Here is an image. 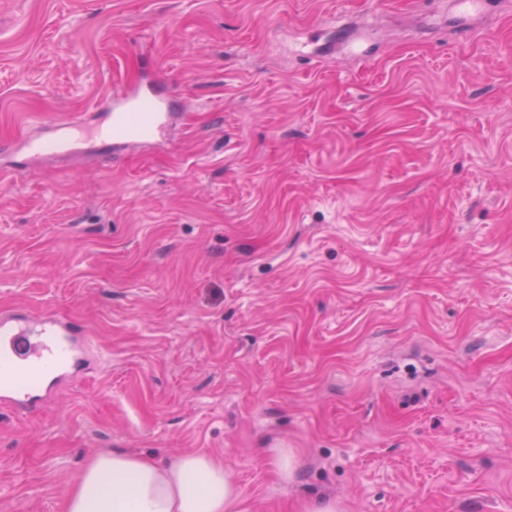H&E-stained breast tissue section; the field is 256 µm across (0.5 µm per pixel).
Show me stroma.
I'll use <instances>...</instances> for the list:
<instances>
[{
	"label": "stroma",
	"instance_id": "stroma-1",
	"mask_svg": "<svg viewBox=\"0 0 512 512\" xmlns=\"http://www.w3.org/2000/svg\"><path fill=\"white\" fill-rule=\"evenodd\" d=\"M451 2L0 0V311L100 355L0 407V512L112 450L239 512H512V0ZM143 84L153 143L18 149Z\"/></svg>",
	"mask_w": 512,
	"mask_h": 512
}]
</instances>
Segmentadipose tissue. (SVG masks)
I'll use <instances>...</instances> for the list:
<instances>
[{
  "label": "adipose tissue",
  "instance_id": "obj_1",
  "mask_svg": "<svg viewBox=\"0 0 512 512\" xmlns=\"http://www.w3.org/2000/svg\"><path fill=\"white\" fill-rule=\"evenodd\" d=\"M230 470L204 452L169 466L127 452L105 451L87 460L65 512H238Z\"/></svg>",
  "mask_w": 512,
  "mask_h": 512
}]
</instances>
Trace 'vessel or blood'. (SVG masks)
<instances>
[{
  "instance_id": "b4317fda",
  "label": "vessel or blood",
  "mask_w": 512,
  "mask_h": 512,
  "mask_svg": "<svg viewBox=\"0 0 512 512\" xmlns=\"http://www.w3.org/2000/svg\"><path fill=\"white\" fill-rule=\"evenodd\" d=\"M173 117L172 103L150 89L112 100V122L104 137L113 143L150 142ZM36 155L78 150V141L52 132L27 142ZM88 344L76 321L0 312V405L33 410L49 400L60 382L84 361Z\"/></svg>"
}]
</instances>
